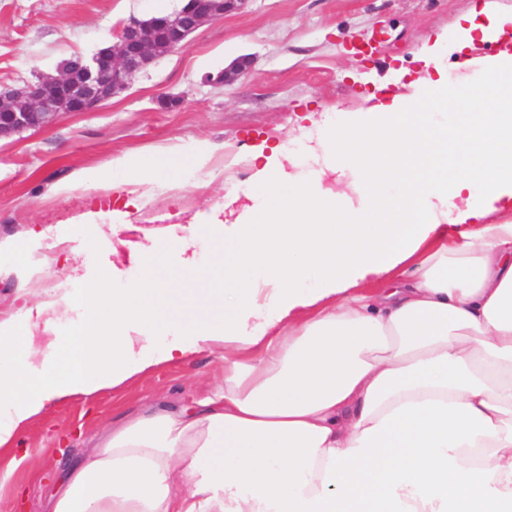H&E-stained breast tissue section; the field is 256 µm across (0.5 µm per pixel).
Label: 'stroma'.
I'll list each match as a JSON object with an SVG mask.
<instances>
[{
	"instance_id": "35a3bbf8",
	"label": "stroma",
	"mask_w": 512,
	"mask_h": 512,
	"mask_svg": "<svg viewBox=\"0 0 512 512\" xmlns=\"http://www.w3.org/2000/svg\"><path fill=\"white\" fill-rule=\"evenodd\" d=\"M181 0H0V87L53 73L60 60L113 43L135 19L177 9ZM471 0H248L210 22L178 51L153 60L125 90L90 112L66 113L54 126L0 140V240L23 243L35 276L16 273L0 255V315L18 313L27 292L50 300L60 286L112 275V287L137 280L128 243L178 236L192 217L229 189L254 191L251 171L232 159L262 142L287 143L308 117L367 109L408 92L421 69L423 40L464 13ZM377 30L370 56L352 54L349 38ZM248 57L230 85L204 83L231 60ZM205 142L215 148L212 176L150 190L138 206L126 195L91 192L83 170L107 167L124 153ZM92 210L95 223H75ZM213 347L160 364L123 384L67 399L19 438L28 457L9 469L0 453V512H49L56 481L92 447L105 424L154 404L172 409L204 398V382L223 375Z\"/></svg>"
}]
</instances>
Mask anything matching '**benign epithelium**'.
<instances>
[{
    "label": "benign epithelium",
    "mask_w": 512,
    "mask_h": 512,
    "mask_svg": "<svg viewBox=\"0 0 512 512\" xmlns=\"http://www.w3.org/2000/svg\"><path fill=\"white\" fill-rule=\"evenodd\" d=\"M249 0H182L179 9L134 20L117 33V41L73 67L15 86L0 88V138L52 126L67 112H90L126 89L155 58L182 49L204 24L239 11ZM251 66L248 57L234 61L205 82L229 85Z\"/></svg>",
    "instance_id": "1"
}]
</instances>
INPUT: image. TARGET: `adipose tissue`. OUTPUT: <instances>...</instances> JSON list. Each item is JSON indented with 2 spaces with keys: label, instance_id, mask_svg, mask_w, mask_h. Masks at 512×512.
Wrapping results in <instances>:
<instances>
[{
  "label": "adipose tissue",
  "instance_id": "ef3b65f1",
  "mask_svg": "<svg viewBox=\"0 0 512 512\" xmlns=\"http://www.w3.org/2000/svg\"><path fill=\"white\" fill-rule=\"evenodd\" d=\"M510 33L512 8L477 0L425 39L410 93L325 117L305 151L241 154L251 203L229 192L168 242L182 278L222 283L176 310L178 338L149 341L171 286L153 243L126 287L0 318V452L70 396L224 350L197 407L105 429L51 512H512V48L474 53ZM212 155L124 154L80 183L133 205ZM203 231L236 263L200 262ZM75 303L85 318L61 337Z\"/></svg>",
  "mask_w": 512,
  "mask_h": 512
}]
</instances>
